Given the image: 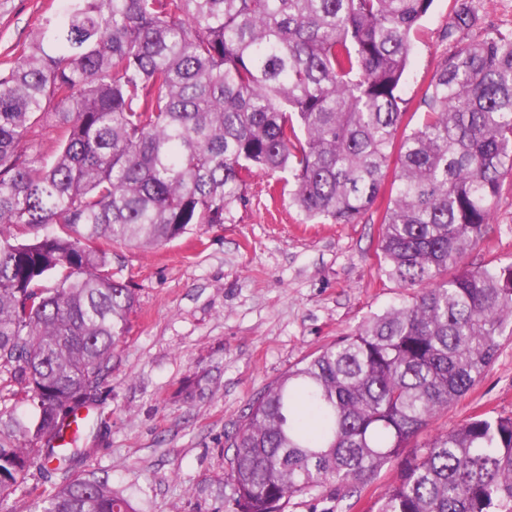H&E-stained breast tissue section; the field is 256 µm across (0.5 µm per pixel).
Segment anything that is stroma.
<instances>
[{"instance_id": "stroma-1", "label": "stroma", "mask_w": 512, "mask_h": 512, "mask_svg": "<svg viewBox=\"0 0 512 512\" xmlns=\"http://www.w3.org/2000/svg\"><path fill=\"white\" fill-rule=\"evenodd\" d=\"M58 0H0V69L9 67ZM454 0H434L414 37L402 89L403 126L422 122L424 92L460 47L512 33V0H473L477 19L449 33ZM381 192L354 224H305L265 175L229 224L197 226L164 246L112 244L116 278L136 294L131 327L115 349L96 400L78 416L90 454L77 468L108 479L136 512H225L230 438L249 404L289 367L407 296L377 254ZM469 264L512 261V176L505 179L487 237ZM512 413V337L461 400L417 437L426 442L476 413ZM399 475L386 465L354 492L331 487L294 497L288 512H375ZM58 474L31 468L0 512H27L53 492Z\"/></svg>"}]
</instances>
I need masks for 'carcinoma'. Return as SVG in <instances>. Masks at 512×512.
Returning <instances> with one entry per match:
<instances>
[{
	"mask_svg": "<svg viewBox=\"0 0 512 512\" xmlns=\"http://www.w3.org/2000/svg\"><path fill=\"white\" fill-rule=\"evenodd\" d=\"M432 3L61 0L0 72V226L33 234L0 235V369L33 410L0 428V499L36 466L63 481L31 512H135L108 480L69 477L86 449L54 445L59 409L106 384L136 305L104 244L229 223L259 172L288 174L304 220L353 224L394 156L380 263L416 292L249 405L225 512H286L394 460L377 512H512V415L416 442L512 336V262L463 266L512 174V37L446 58L426 120L401 136L412 35ZM474 21L462 0L448 31ZM43 120L58 134L44 161L25 151ZM50 224L60 232L40 235Z\"/></svg>",
	"mask_w": 512,
	"mask_h": 512,
	"instance_id": "cac0c4a2",
	"label": "carcinoma"
}]
</instances>
